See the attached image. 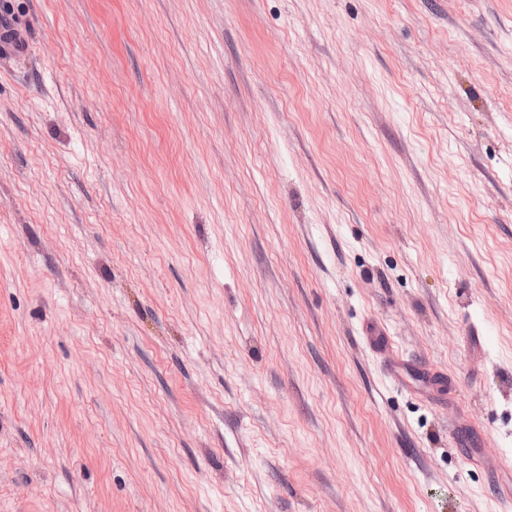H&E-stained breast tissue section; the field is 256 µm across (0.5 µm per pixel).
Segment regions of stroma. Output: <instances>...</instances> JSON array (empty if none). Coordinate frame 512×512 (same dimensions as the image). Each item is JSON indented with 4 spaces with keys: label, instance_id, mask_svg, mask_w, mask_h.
I'll use <instances>...</instances> for the list:
<instances>
[{
    "label": "stroma",
    "instance_id": "35a3bbf8",
    "mask_svg": "<svg viewBox=\"0 0 512 512\" xmlns=\"http://www.w3.org/2000/svg\"><path fill=\"white\" fill-rule=\"evenodd\" d=\"M9 3L0 512H512V0Z\"/></svg>",
    "mask_w": 512,
    "mask_h": 512
}]
</instances>
